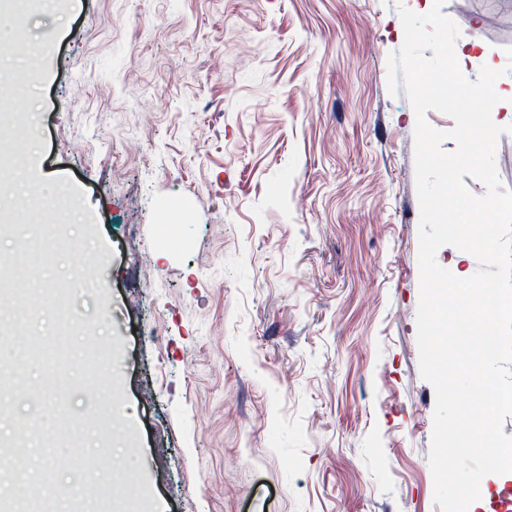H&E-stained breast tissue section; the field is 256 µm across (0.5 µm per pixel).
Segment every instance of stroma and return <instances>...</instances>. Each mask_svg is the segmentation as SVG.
I'll return each instance as SVG.
<instances>
[{
    "instance_id": "1",
    "label": "stroma",
    "mask_w": 512,
    "mask_h": 512,
    "mask_svg": "<svg viewBox=\"0 0 512 512\" xmlns=\"http://www.w3.org/2000/svg\"><path fill=\"white\" fill-rule=\"evenodd\" d=\"M402 6L0 14V165L35 159L0 191V506L441 512ZM441 11L512 80V0Z\"/></svg>"
}]
</instances>
